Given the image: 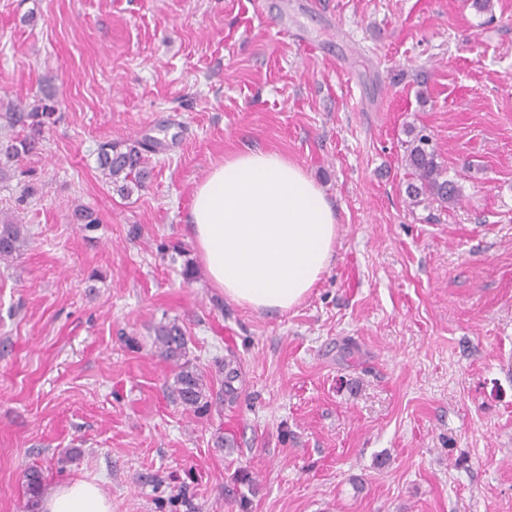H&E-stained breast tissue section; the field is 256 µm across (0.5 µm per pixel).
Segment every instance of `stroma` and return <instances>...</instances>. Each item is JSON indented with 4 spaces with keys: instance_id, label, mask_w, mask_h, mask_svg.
<instances>
[{
    "instance_id": "obj_1",
    "label": "stroma",
    "mask_w": 512,
    "mask_h": 512,
    "mask_svg": "<svg viewBox=\"0 0 512 512\" xmlns=\"http://www.w3.org/2000/svg\"><path fill=\"white\" fill-rule=\"evenodd\" d=\"M260 2L0 0V139L55 104L0 177L28 235L0 263V512L32 466L112 512H512V0ZM410 125L459 201L409 205ZM145 139L151 176L120 194L99 152ZM251 148L336 209L334 259L284 313L214 288L185 221ZM174 319L178 363L153 345ZM53 105L44 104L41 108V112H14L11 116H8L9 121L14 122H25L30 120L29 125L34 131V134L29 139L21 140L19 142H7L6 144H0V155L4 156L7 162L20 157L21 155L28 154L37 148L39 144V136L42 129L46 124L51 123L54 112ZM38 136V138L36 137ZM177 383L180 385L179 395L183 403L190 409L198 408L207 395V384L202 376L189 370H182L177 375ZM208 389V388H207ZM204 401L202 405L205 403Z\"/></svg>"
}]
</instances>
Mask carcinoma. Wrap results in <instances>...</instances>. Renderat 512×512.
<instances>
[{
  "instance_id": "1",
  "label": "carcinoma",
  "mask_w": 512,
  "mask_h": 512,
  "mask_svg": "<svg viewBox=\"0 0 512 512\" xmlns=\"http://www.w3.org/2000/svg\"><path fill=\"white\" fill-rule=\"evenodd\" d=\"M53 110L54 106L45 104L36 112L11 114V121L30 122L34 136L19 142L1 143L0 155L10 162L35 150L39 144L38 135L45 125L51 123ZM408 136L404 163L411 176V181L406 187L410 205L417 206L427 199L443 204L458 201L459 188L454 181L444 177L431 137L424 133V130L418 131L414 128L409 129ZM146 151L147 145L142 142H133L124 151L116 145L108 144L101 149L99 155L100 169L121 192L127 191L130 183L142 187L148 179L144 155ZM25 239L23 225L13 221L0 223V261L5 263L12 259L20 251ZM155 335V347L161 357L176 360L182 356L185 349V332L177 322L160 325L156 328ZM177 383L180 385V398L188 408L196 409L206 399L207 384L202 376L189 370H182L177 375ZM24 481L27 495L25 512H34L35 503L42 494L43 478L40 470L36 467L27 469Z\"/></svg>"
}]
</instances>
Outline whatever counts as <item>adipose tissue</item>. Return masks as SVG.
Masks as SVG:
<instances>
[{
	"mask_svg": "<svg viewBox=\"0 0 512 512\" xmlns=\"http://www.w3.org/2000/svg\"><path fill=\"white\" fill-rule=\"evenodd\" d=\"M187 222L212 285L259 312L301 303L329 268L336 213L321 189L282 153L225 154L192 192ZM40 512H112L97 484L59 485Z\"/></svg>",
	"mask_w": 512,
	"mask_h": 512,
	"instance_id": "ef3b65f1",
	"label": "adipose tissue"
}]
</instances>
